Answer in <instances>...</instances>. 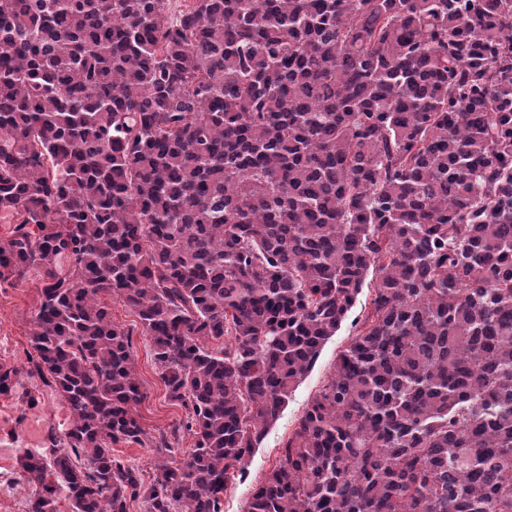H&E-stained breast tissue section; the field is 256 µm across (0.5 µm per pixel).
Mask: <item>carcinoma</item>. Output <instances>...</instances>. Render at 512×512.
<instances>
[{
  "label": "carcinoma",
  "mask_w": 512,
  "mask_h": 512,
  "mask_svg": "<svg viewBox=\"0 0 512 512\" xmlns=\"http://www.w3.org/2000/svg\"><path fill=\"white\" fill-rule=\"evenodd\" d=\"M0 223L73 413L28 512H224L370 273L245 512H512V0H0ZM104 294L195 438L149 476ZM375 280L368 274L358 300L343 321L341 327L324 345L320 356L303 381L293 390L288 398V404L277 421L268 430L267 435L256 449L247 464L248 478L240 482L238 477L230 475L228 489L224 495V512H244L248 497V487L251 483L263 479L280 461L282 446L288 440L303 415L307 405L327 383L334 371L336 358L350 343L359 325H354L355 318L361 314L374 293ZM112 448L115 450V454L138 465L147 475L153 474L155 454L152 448L125 443L112 445Z\"/></svg>",
  "instance_id": "obj_1"
}]
</instances>
